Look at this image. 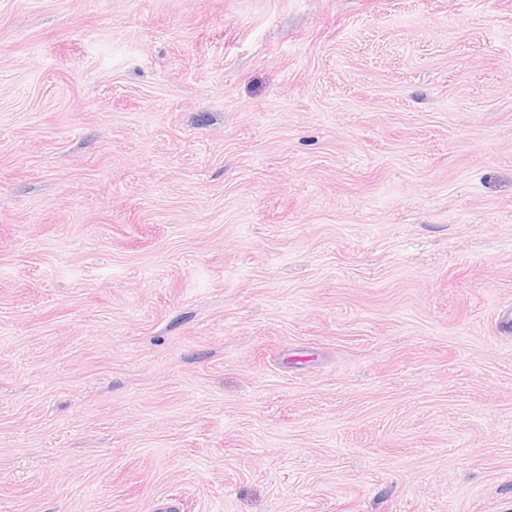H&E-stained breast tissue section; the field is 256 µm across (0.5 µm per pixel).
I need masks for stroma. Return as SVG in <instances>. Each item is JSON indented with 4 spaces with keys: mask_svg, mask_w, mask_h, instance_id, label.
Listing matches in <instances>:
<instances>
[{
    "mask_svg": "<svg viewBox=\"0 0 512 512\" xmlns=\"http://www.w3.org/2000/svg\"><path fill=\"white\" fill-rule=\"evenodd\" d=\"M512 0H0V512H512Z\"/></svg>",
    "mask_w": 512,
    "mask_h": 512,
    "instance_id": "1",
    "label": "stroma"
}]
</instances>
